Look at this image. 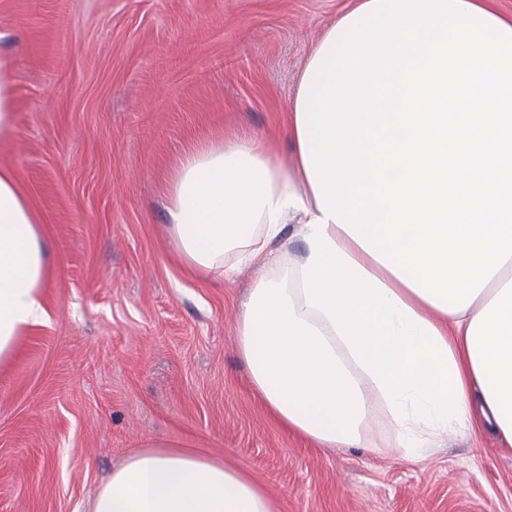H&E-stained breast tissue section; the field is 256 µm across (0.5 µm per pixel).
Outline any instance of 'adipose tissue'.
Instances as JSON below:
<instances>
[{
	"label": "adipose tissue",
	"instance_id": "adipose-tissue-1",
	"mask_svg": "<svg viewBox=\"0 0 512 512\" xmlns=\"http://www.w3.org/2000/svg\"><path fill=\"white\" fill-rule=\"evenodd\" d=\"M167 231L182 261L260 277L236 325L253 388L288 429L328 448H359L376 414L395 448L421 459L451 432L491 425L512 447V259L473 303L448 313L420 297L325 218L301 152L283 162L238 137L182 156L167 188ZM303 254L284 265L286 226ZM45 238L7 168L0 169V362L46 315ZM90 512H275L241 471L158 441L112 474Z\"/></svg>",
	"mask_w": 512,
	"mask_h": 512
}]
</instances>
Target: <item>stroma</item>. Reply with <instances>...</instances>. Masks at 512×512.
<instances>
[{"mask_svg": "<svg viewBox=\"0 0 512 512\" xmlns=\"http://www.w3.org/2000/svg\"><path fill=\"white\" fill-rule=\"evenodd\" d=\"M354 0H0L15 132L0 144L48 242L46 316L0 364V512H88L113 469L166 441L247 473L276 512H512L491 427L418 461L283 427L235 328L256 278L176 255L165 188L201 141L248 133L283 161L288 101Z\"/></svg>", "mask_w": 512, "mask_h": 512, "instance_id": "stroma-1", "label": "stroma"}]
</instances>
